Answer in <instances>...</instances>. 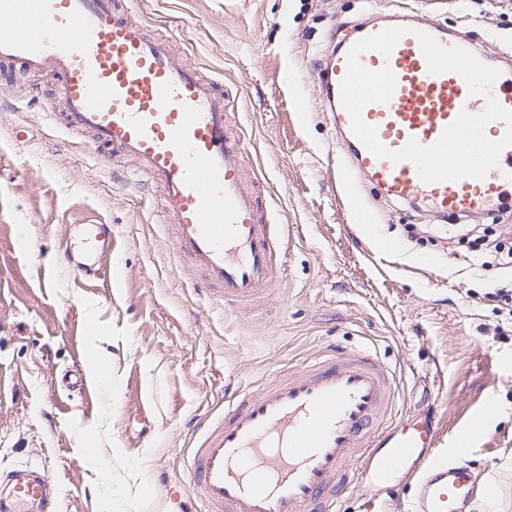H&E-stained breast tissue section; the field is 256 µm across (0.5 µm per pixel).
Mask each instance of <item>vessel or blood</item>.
I'll return each mask as SVG.
<instances>
[{
  "label": "vessel or blood",
  "mask_w": 512,
  "mask_h": 512,
  "mask_svg": "<svg viewBox=\"0 0 512 512\" xmlns=\"http://www.w3.org/2000/svg\"><path fill=\"white\" fill-rule=\"evenodd\" d=\"M400 25L406 33L390 55L360 57L365 67L387 66L396 77L391 99L363 111L393 151L412 140L431 146L460 112L477 114L486 105L459 74L429 72L418 35L480 58L477 43L418 15ZM380 30L357 28L321 70L327 110L352 149L343 178L351 206H361L357 172L385 198L440 215L512 202V146L485 178L426 183L413 163L376 158L351 136L340 91L347 55ZM17 68L49 80L61 124L89 136L99 157L134 160V176L159 185L175 253L199 272L195 287L208 300L236 306L276 287L287 227L272 223L261 194L244 185L250 149L243 134L228 129L232 101L221 82L179 65L169 42L134 17L129 0H0V79ZM492 92L512 111L511 68L501 69ZM111 252V225H71L64 257L77 275L98 277ZM397 396L395 370L364 349L327 347L300 366L274 370L258 390L235 392L199 446L187 449L190 512H335L354 486L390 490L403 474L421 479L413 512H468L467 447L448 460L428 420L396 415ZM9 483L0 512H55L43 478L16 474Z\"/></svg>",
  "instance_id": "1"
}]
</instances>
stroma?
Listing matches in <instances>:
<instances>
[{"label":"stroma","instance_id":"obj_1","mask_svg":"<svg viewBox=\"0 0 512 512\" xmlns=\"http://www.w3.org/2000/svg\"><path fill=\"white\" fill-rule=\"evenodd\" d=\"M398 0H135L151 33L172 37L180 63L222 82L250 143L249 165L288 227L282 279L258 306L225 315L201 298L175 256L158 187L129 164L100 163L87 139L48 120L49 83H0V473L40 469L55 512H112L96 489L97 457L121 449L152 485L147 512H188L186 449L223 412L225 388L256 389L280 367L329 345L391 363L400 414H425L451 450L487 398L499 403L473 445L475 512L496 484L512 512V264L462 245L493 224L512 239V207L464 219L359 188L400 248L380 254L341 202L337 165L348 146L325 112L322 59L365 19ZM432 22L465 30L492 57H512V0H408ZM307 111H298L299 103ZM32 131L29 143L16 130ZM112 227L96 284L65 264L72 224ZM112 369L111 384L94 367ZM92 381L68 396L63 374ZM415 481L362 484L341 512H410Z\"/></svg>","mask_w":512,"mask_h":512}]
</instances>
